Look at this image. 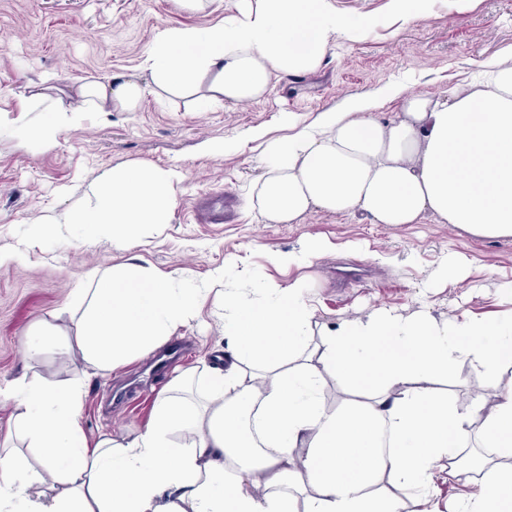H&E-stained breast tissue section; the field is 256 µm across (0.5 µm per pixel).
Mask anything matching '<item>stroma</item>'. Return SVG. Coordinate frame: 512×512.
<instances>
[{
  "label": "stroma",
  "mask_w": 512,
  "mask_h": 512,
  "mask_svg": "<svg viewBox=\"0 0 512 512\" xmlns=\"http://www.w3.org/2000/svg\"><path fill=\"white\" fill-rule=\"evenodd\" d=\"M336 6L350 20L369 18L370 27L355 39L337 37L316 72L275 76L262 99L230 108L215 103L202 112L183 100H151L139 112L92 113L63 131L57 146L40 149L13 124L28 84L49 73L67 82L141 77L140 61L159 29L216 24L233 13L234 0L213 13L183 11L174 0H0V250L30 244L23 258L0 265V454L39 465L4 390L23 375L63 381L81 374L78 352L61 346L76 331L75 290L92 269H119L139 258L161 274L185 270L188 285L200 290L195 314L172 336L184 347L179 363L152 369L149 355H139L86 380L81 424L92 440L143 433L171 378L223 354L228 285L259 300L264 284L305 280L316 343L325 327L375 307L405 314L423 307L441 320L465 314L481 321L512 307L502 297L512 285V238L476 237L432 217L389 225L313 212L300 224H260L246 208V189L259 173L252 133L285 135L281 113L310 121L367 95L385 118L398 108L395 89L444 95L466 84L480 62H512V0H436L429 12L407 17L395 14L390 0ZM206 140L225 143V151L204 152ZM127 163L181 172L170 223L143 228L127 248L70 224L33 238L32 221L76 205L91 182ZM311 236L326 244L321 256L307 252ZM288 251L298 254L297 265L273 263ZM451 252L467 266L464 281L436 275ZM43 321L62 333L42 337V355L28 358L29 335ZM479 491L478 474L451 479L437 471L427 493H401L402 512H458Z\"/></svg>",
  "instance_id": "1"
}]
</instances>
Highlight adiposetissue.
<instances>
[{
    "instance_id": "obj_1",
    "label": "adipose tissue",
    "mask_w": 512,
    "mask_h": 512,
    "mask_svg": "<svg viewBox=\"0 0 512 512\" xmlns=\"http://www.w3.org/2000/svg\"><path fill=\"white\" fill-rule=\"evenodd\" d=\"M363 32L335 0H235L218 24L160 29L141 63L146 80H79L68 103L33 125L25 113L55 88L42 79L14 127L46 149L89 112H137L150 98L260 99L276 75L317 71L337 35ZM396 96L400 110L384 120L374 99L356 96L308 123L284 113L288 136L255 132L263 170L246 205L258 222L298 224L314 210L391 225L432 215L475 236L512 238V64L485 61L474 82L444 98ZM179 180L170 169L116 167L58 220L34 226L51 235L56 224H81L125 246L169 223ZM182 277L139 264L90 272L76 294L85 364L106 372L171 336L197 307V294L177 287ZM303 288L268 285L259 302L225 289L224 362L176 376L151 425L128 441H89L81 380H15V417L41 467L0 459V512H400L396 489L427 486L439 461L457 476L470 436L512 456V378L497 374L512 364V317L439 320L378 307L312 344ZM465 360L492 373L493 407L438 392ZM331 379L351 393L335 409L322 404ZM178 432L188 445L173 442ZM495 457L483 459L481 492L466 512H512V469Z\"/></svg>"
}]
</instances>
